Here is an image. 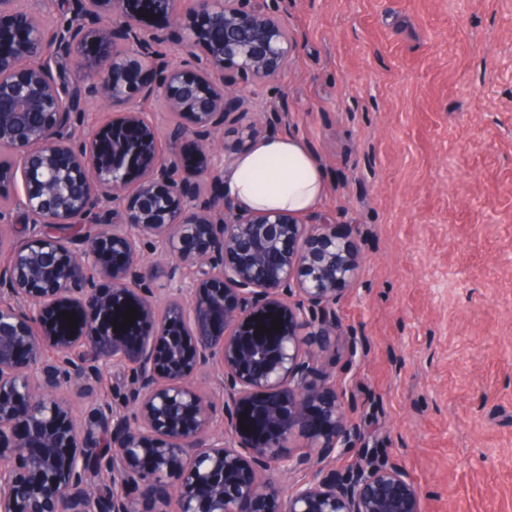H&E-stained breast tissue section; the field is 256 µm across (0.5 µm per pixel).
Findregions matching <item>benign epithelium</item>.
I'll use <instances>...</instances> for the list:
<instances>
[{
    "label": "benign epithelium",
    "mask_w": 512,
    "mask_h": 512,
    "mask_svg": "<svg viewBox=\"0 0 512 512\" xmlns=\"http://www.w3.org/2000/svg\"><path fill=\"white\" fill-rule=\"evenodd\" d=\"M287 12L63 0L50 28L0 0V512H425L395 459L365 448L330 466L362 437L336 379L315 380L359 269L352 232L224 196L225 123L242 143L281 124L245 120L239 92L296 51ZM157 21L184 30L183 64ZM142 99L170 112L166 129L130 106ZM99 101L112 120L82 131ZM110 367L124 382L105 396Z\"/></svg>",
    "instance_id": "benign-epithelium-1"
}]
</instances>
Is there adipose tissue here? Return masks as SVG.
I'll list each match as a JSON object with an SVG mask.
<instances>
[{
	"label": "adipose tissue",
	"instance_id": "obj_1",
	"mask_svg": "<svg viewBox=\"0 0 512 512\" xmlns=\"http://www.w3.org/2000/svg\"><path fill=\"white\" fill-rule=\"evenodd\" d=\"M326 182L317 158L297 138L258 139L236 156L224 193L243 210L303 215L323 199Z\"/></svg>",
	"mask_w": 512,
	"mask_h": 512
}]
</instances>
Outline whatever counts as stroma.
Returning a JSON list of instances; mask_svg holds the SVG:
<instances>
[{"instance_id": "1", "label": "stroma", "mask_w": 512, "mask_h": 512, "mask_svg": "<svg viewBox=\"0 0 512 512\" xmlns=\"http://www.w3.org/2000/svg\"><path fill=\"white\" fill-rule=\"evenodd\" d=\"M293 57L245 107L322 165L362 258L320 372L425 512H512V0H288Z\"/></svg>"}]
</instances>
